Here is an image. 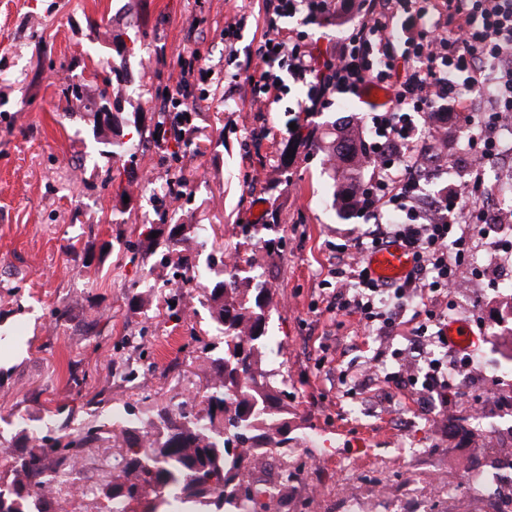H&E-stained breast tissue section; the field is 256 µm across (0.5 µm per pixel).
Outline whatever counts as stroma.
<instances>
[{"label": "stroma", "mask_w": 512, "mask_h": 512, "mask_svg": "<svg viewBox=\"0 0 512 512\" xmlns=\"http://www.w3.org/2000/svg\"><path fill=\"white\" fill-rule=\"evenodd\" d=\"M262 15L263 0H0V326L22 350L0 366V435L19 451L31 427L59 436L111 422L128 403L148 418L154 406L203 394L200 345L214 335L207 309L169 319L162 296L177 283L169 267L153 269V291L133 306L128 287L144 274L123 260L125 245L155 217L154 195L142 183L157 186L179 171L187 185L169 205L174 222L213 225L218 244H235L239 225L259 210L278 214L284 246L260 261L273 293L269 334L280 349L263 367L288 379L292 425L312 440L266 470L281 484L273 512H345L353 503L360 512H406L410 498L422 512H479L473 494L454 488L494 457L481 442L490 423L512 422L499 408L512 400V371L493 337L495 314L512 293L475 274L427 301L448 319L469 321L481 338L486 371L472 390L484 401L478 437L456 427L471 414L469 400L430 408L383 375L367 376L375 357L395 372L404 361L426 364L434 348L379 336L357 316L337 313L332 271L337 258L353 260L343 244L389 215L338 218L324 154L299 147L285 157L287 122L305 86L289 77L280 98L254 102L248 74L224 52L227 21L241 24L243 56L261 37ZM115 27L136 34L140 50L117 55ZM192 48L206 54L211 72L209 96L196 101L193 145L176 160L154 145L107 154L92 112L65 95L72 74L98 70L87 87L95 101L110 66L121 68L119 110L131 138L136 128L152 130L156 101ZM232 81L238 91L228 98ZM439 148L448 172L423 183L430 198L461 184L469 165L459 126ZM56 308L63 319L52 318ZM75 374L81 383L72 382ZM61 405L73 408L72 420L56 415ZM110 444L106 456L85 449L78 468L58 477L69 512H101V500L67 492L104 483L121 466L120 431ZM296 466L299 478L284 480L285 468Z\"/></svg>", "instance_id": "obj_1"}]
</instances>
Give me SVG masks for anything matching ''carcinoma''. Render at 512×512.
<instances>
[{
    "label": "carcinoma",
    "mask_w": 512,
    "mask_h": 512,
    "mask_svg": "<svg viewBox=\"0 0 512 512\" xmlns=\"http://www.w3.org/2000/svg\"><path fill=\"white\" fill-rule=\"evenodd\" d=\"M85 88L80 73L65 93L81 107ZM111 105L118 102H109L102 91L94 103L96 128L112 133L106 143L112 154L120 155L128 142L120 138L119 116L112 114L110 126L102 121V111ZM294 136L296 142L328 154L340 214L349 216L352 189L367 164L360 135L340 126L327 143L312 130L304 137L297 130ZM155 216L141 239L127 247L128 262L143 267L171 264L182 282L195 284L198 303L208 305L219 341L201 347L207 378L202 400L188 396L174 409L159 407L147 424L133 406H125L123 464L106 484L91 486L88 492L106 500L111 512H271L278 493L262 485L256 473L265 469L266 458L277 452L286 456L300 447L299 437L291 435L288 407L281 402L287 380H272L276 372L261 365L269 341L266 310L272 291L259 273L254 251L280 244L279 238L260 235L275 231L276 224L242 225L234 261L211 253L202 265L192 255L174 254L173 246L188 233L206 231L204 225L171 223L164 204ZM163 301L171 318L178 320L187 312L180 287L165 292ZM104 428L93 426L69 436L35 434L13 457L12 478L0 486V512H67L49 490L51 478L61 469H75L86 448L109 452Z\"/></svg>",
    "instance_id": "obj_1"
}]
</instances>
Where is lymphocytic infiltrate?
<instances>
[{
    "mask_svg": "<svg viewBox=\"0 0 512 512\" xmlns=\"http://www.w3.org/2000/svg\"><path fill=\"white\" fill-rule=\"evenodd\" d=\"M431 0H350L355 24L348 28L336 50L318 60L290 35L284 19L302 16L305 24L318 23L335 10V0H265L264 24L246 66L251 69L254 98L278 97L285 88L284 76L307 87L301 112L312 115L329 108L339 95L359 96L371 90L390 89L386 110L372 118L376 161L374 178L361 184L356 208L374 215L385 211L405 212L402 224H380L350 245L354 252L370 250L388 240L402 242L412 253L414 265L401 280L385 284L373 278L367 266L336 267L343 291L336 308L358 316L367 327L389 335L402 331L404 338L431 336L440 357L430 359L426 369L407 375L405 389L418 397L446 406L451 394L448 383V349L445 318L433 309L410 310L416 298L447 293L459 274V255L471 246L467 233H455L453 212L460 199L469 202V221L481 223L479 203L486 187L467 181L451 196L432 201L437 218H424L415 206L420 184L415 175L419 151L415 117L432 126H447L467 112V96L478 87L479 69L499 67L498 82L504 90L495 106V121L512 120V66L500 68L502 58H512V0H444L433 26L419 35L399 38L395 20L402 14L427 19ZM412 59L405 72H397L399 58ZM207 71L202 53L194 49L179 59V78L163 104L169 121L157 131V145L168 149L174 138L189 136L195 110L189 103L193 82H205Z\"/></svg>",
    "mask_w": 512,
    "mask_h": 512,
    "instance_id": "obj_1",
    "label": "lymphocytic infiltrate"
}]
</instances>
